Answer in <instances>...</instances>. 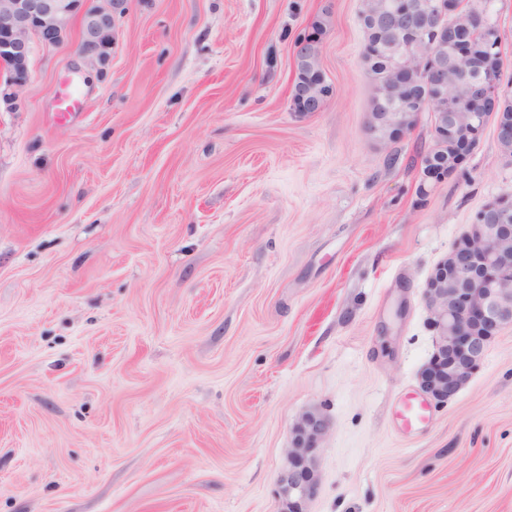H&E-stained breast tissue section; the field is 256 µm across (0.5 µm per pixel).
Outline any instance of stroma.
<instances>
[{"label": "stroma", "mask_w": 512, "mask_h": 512, "mask_svg": "<svg viewBox=\"0 0 512 512\" xmlns=\"http://www.w3.org/2000/svg\"><path fill=\"white\" fill-rule=\"evenodd\" d=\"M360 5L127 0L65 116L80 22L36 46L0 109V512H280L310 410L308 512H512V326L425 427L396 415L435 351L429 278L512 160L486 129L418 202L434 115L372 136ZM324 11L333 93L296 112ZM327 429L328 422L318 411L306 412L293 427L288 466L278 477L277 494L294 512H307V503L315 493L319 481L316 450Z\"/></svg>", "instance_id": "35a3bbf8"}]
</instances>
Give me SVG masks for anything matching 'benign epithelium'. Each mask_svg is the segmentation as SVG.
Returning <instances> with one entry per match:
<instances>
[{
    "instance_id": "1",
    "label": "benign epithelium",
    "mask_w": 512,
    "mask_h": 512,
    "mask_svg": "<svg viewBox=\"0 0 512 512\" xmlns=\"http://www.w3.org/2000/svg\"><path fill=\"white\" fill-rule=\"evenodd\" d=\"M126 0H0V61L15 65L0 84V105L14 110L19 92L31 78L30 61L35 42L58 45L74 19H81L77 63L72 71L102 74L111 56L118 16ZM421 5L417 0H397V9L386 8L384 26L397 35L396 51L406 60L423 54L443 53L445 46L419 42ZM464 79L479 92L464 124L457 113L439 112L436 138L448 139L464 127L460 163H465L483 137L486 97L500 85L489 79L478 63L469 66ZM424 302L436 331V352L422 369L419 385L428 402L444 403L472 377L485 350L504 326L512 324V225L477 224L451 245L448 256L436 267L424 289ZM328 422L317 411H308L293 427L288 466L277 480V494L294 512H307L319 476L316 450Z\"/></svg>"
}]
</instances>
